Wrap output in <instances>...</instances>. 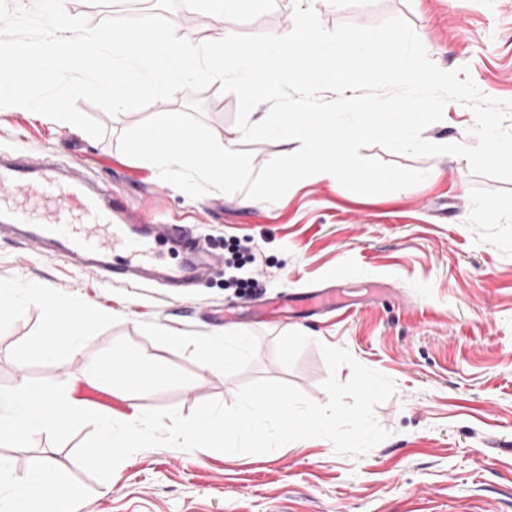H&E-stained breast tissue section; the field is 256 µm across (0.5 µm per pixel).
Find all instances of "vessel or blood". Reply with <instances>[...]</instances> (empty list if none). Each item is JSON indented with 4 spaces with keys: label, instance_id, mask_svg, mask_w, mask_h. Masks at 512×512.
<instances>
[{
    "label": "vessel or blood",
    "instance_id": "1",
    "mask_svg": "<svg viewBox=\"0 0 512 512\" xmlns=\"http://www.w3.org/2000/svg\"><path fill=\"white\" fill-rule=\"evenodd\" d=\"M0 234L19 235L49 256L135 286L162 279L186 288L213 261L192 226L156 222L77 167L37 163L22 151L0 153ZM165 243L181 249L189 263L162 264L158 247ZM303 302L314 315L335 305L336 291L315 288Z\"/></svg>",
    "mask_w": 512,
    "mask_h": 512
}]
</instances>
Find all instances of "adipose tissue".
<instances>
[{
	"instance_id": "1",
	"label": "adipose tissue",
	"mask_w": 512,
	"mask_h": 512,
	"mask_svg": "<svg viewBox=\"0 0 512 512\" xmlns=\"http://www.w3.org/2000/svg\"><path fill=\"white\" fill-rule=\"evenodd\" d=\"M26 301L43 305L50 312V322L34 345L35 353L45 358L55 357L64 349L79 351L88 328L104 317L95 304L60 300L38 282L29 284ZM175 342L197 358L204 369L224 371L247 354L249 338L245 332L228 328L204 340L179 336ZM113 360L114 366L108 373L113 385L132 394L152 387L154 377L142 370L143 359L136 351L122 349L114 354ZM81 496V490L66 483L51 463H42L18 476L5 460H0V512H74Z\"/></svg>"
}]
</instances>
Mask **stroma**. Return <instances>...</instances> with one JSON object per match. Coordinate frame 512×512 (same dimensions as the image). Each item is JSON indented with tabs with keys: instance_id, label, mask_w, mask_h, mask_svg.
Listing matches in <instances>:
<instances>
[{
	"instance_id": "35a3bbf8",
	"label": "stroma",
	"mask_w": 512,
	"mask_h": 512,
	"mask_svg": "<svg viewBox=\"0 0 512 512\" xmlns=\"http://www.w3.org/2000/svg\"><path fill=\"white\" fill-rule=\"evenodd\" d=\"M308 2L328 30L404 18L439 68L468 67L485 97L512 100V0ZM163 9L176 34L195 44L293 26V0H255L220 21L184 9L182 0H165ZM195 102L217 139L238 138V100L215 82L116 116L79 101L103 126L99 139L1 107L0 148L81 161L103 189L128 192L160 222L194 225L219 259L229 242H248L256 257L254 294L276 302L331 285L335 310L259 322L250 294L225 287L221 262L181 298L104 282L0 235V284L16 297L39 282L59 299L88 300L105 311L79 353L45 359L32 346L49 314L24 306L0 324V386L61 383L74 401L117 418L169 407L186 415L211 399L229 405L240 387L264 378L288 382L322 404L326 344L394 380L395 394L375 411L389 438L351 455L324 438L264 454L159 446L125 459L106 482L75 463L74 438L57 447L38 436L28 448L0 446V456L20 475L51 457L65 481L82 490L81 512H512V183L472 174L461 156L371 146L365 156L428 172V179L378 195L308 177L273 203L245 204L219 191L193 198L122 153L118 142L144 119ZM475 124L469 106L451 101L422 136L472 145ZM226 327L252 339L250 353L228 371L203 370L161 334L170 328L206 338ZM124 346L163 370L148 392L88 379L89 365H111Z\"/></svg>"
}]
</instances>
